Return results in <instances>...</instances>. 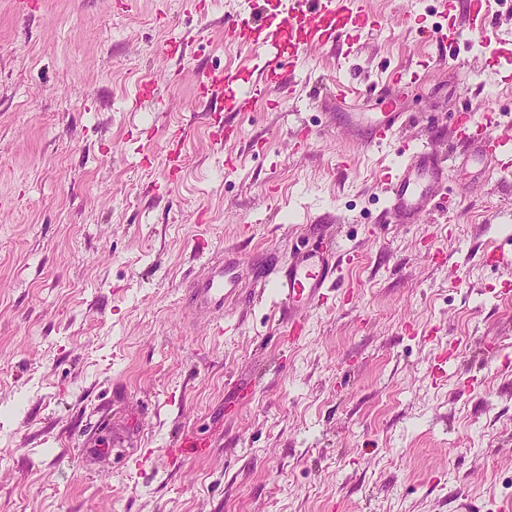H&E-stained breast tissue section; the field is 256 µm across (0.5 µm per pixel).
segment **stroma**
<instances>
[{"instance_id": "35a3bbf8", "label": "stroma", "mask_w": 512, "mask_h": 512, "mask_svg": "<svg viewBox=\"0 0 512 512\" xmlns=\"http://www.w3.org/2000/svg\"><path fill=\"white\" fill-rule=\"evenodd\" d=\"M39 2L0 0V512H512V299L481 261L512 251V169L457 159L418 224L383 223L379 185L404 144L451 150V114H512V42L464 33L443 67L463 6L355 0L376 30L285 70L276 107L210 115L197 74L250 60L239 0ZM189 37L173 77L160 47ZM396 71L408 120L364 150L344 115L384 106L334 90ZM320 226L357 259L299 340L271 297L190 302L203 258L236 252L248 291Z\"/></svg>"}]
</instances>
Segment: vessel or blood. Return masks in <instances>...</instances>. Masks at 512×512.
I'll list each match as a JSON object with an SVG mask.
<instances>
[{"mask_svg": "<svg viewBox=\"0 0 512 512\" xmlns=\"http://www.w3.org/2000/svg\"><path fill=\"white\" fill-rule=\"evenodd\" d=\"M278 13L269 17L267 0H243L240 10L224 21L225 40L253 52L262 61L254 80H247L241 69L224 68L206 72L196 82L200 98L218 100L226 112H251L282 87L284 66H296L307 54L327 44L357 39L362 31L373 30L372 15L355 7L353 0H277ZM469 26L484 37L494 36L484 0H467ZM418 85L417 79L393 74L379 94V101L390 95L405 96ZM345 121L355 126L363 147L389 143L403 113L385 112L373 118L362 112H349ZM471 111L457 113L454 130L468 159L501 169L512 168V139L490 133L467 134ZM448 164L431 146L409 150L404 162L388 174L384 187L387 222L413 224L423 215L442 208L447 199ZM209 273L193 289L198 304L223 311L230 302L244 301L239 286L241 268L229 257L207 260ZM339 256L331 245L315 244L294 249L289 261L269 260L273 280L261 281L256 294L272 291L282 315L284 335L296 338L309 311L328 300L336 283Z\"/></svg>", "mask_w": 512, "mask_h": 512, "instance_id": "vessel-or-blood-1", "label": "vessel or blood"}]
</instances>
